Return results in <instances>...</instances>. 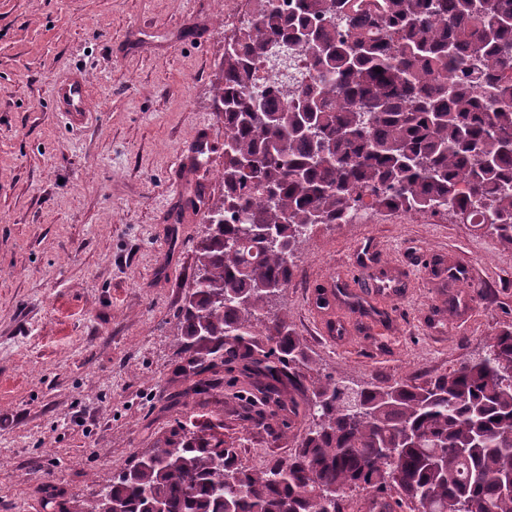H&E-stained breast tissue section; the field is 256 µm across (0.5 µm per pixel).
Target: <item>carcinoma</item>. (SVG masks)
Masks as SVG:
<instances>
[{
  "instance_id": "1",
  "label": "carcinoma",
  "mask_w": 512,
  "mask_h": 512,
  "mask_svg": "<svg viewBox=\"0 0 512 512\" xmlns=\"http://www.w3.org/2000/svg\"><path fill=\"white\" fill-rule=\"evenodd\" d=\"M214 85L223 192L208 199L177 315L184 400L248 387L244 421L312 420L286 457L243 467L224 423L175 420L88 498L54 512H512V324L424 383L357 387L313 360L276 308L295 253L361 207L448 211L512 248V0H251ZM381 72H376V69ZM314 375H309L310 371Z\"/></svg>"
}]
</instances>
